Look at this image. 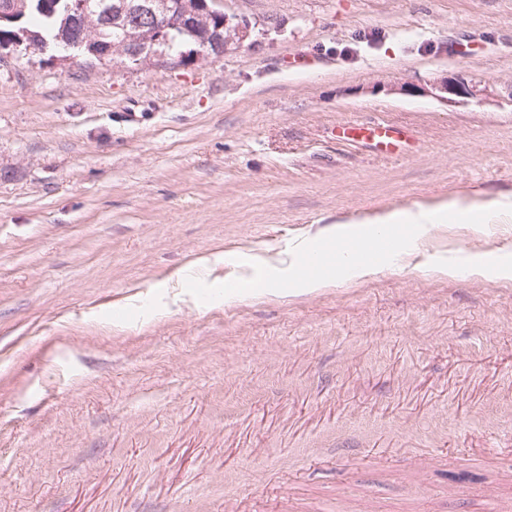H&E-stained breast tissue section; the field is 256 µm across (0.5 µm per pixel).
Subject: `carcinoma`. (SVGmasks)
<instances>
[{
  "mask_svg": "<svg viewBox=\"0 0 512 512\" xmlns=\"http://www.w3.org/2000/svg\"><path fill=\"white\" fill-rule=\"evenodd\" d=\"M68 2L70 0H61L57 12L49 14L41 9L40 0H28L29 6L22 26L28 30L31 44L58 38L69 40L79 35L86 40L90 48V52L87 53L89 59L98 61L102 55L108 58L116 53L123 55L142 37L137 23V11L147 5L166 4L172 9L177 28L172 31L170 44L160 46L159 51L162 54L177 56L181 58V63L185 64L193 60V55L208 49L221 25V22L201 11L198 6L194 8L195 16L184 17V6L180 0H112V6L126 9L129 19L122 30L107 29L103 27V16L97 10L74 13L70 20L65 18V4ZM184 44L194 45L187 56L179 51L180 46Z\"/></svg>",
  "mask_w": 512,
  "mask_h": 512,
  "instance_id": "cac0c4a2",
  "label": "carcinoma"
}]
</instances>
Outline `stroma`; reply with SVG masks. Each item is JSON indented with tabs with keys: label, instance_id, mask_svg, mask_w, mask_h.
I'll list each match as a JSON object with an SVG mask.
<instances>
[{
	"label": "stroma",
	"instance_id": "stroma-1",
	"mask_svg": "<svg viewBox=\"0 0 512 512\" xmlns=\"http://www.w3.org/2000/svg\"><path fill=\"white\" fill-rule=\"evenodd\" d=\"M224 9L216 60L0 62V512H512V215L373 221L512 198V0ZM475 88L476 85H474L471 80H468L463 75H457L451 80L447 79L441 80L440 82H434L433 84H430V88L424 86L416 87L412 85H401L398 88V91H402L404 93H422L423 91H427L445 99L446 101H456L455 98L466 100L477 96L478 90ZM402 129L381 118L352 120L336 127L339 141L350 145H369L382 154H392L391 145L398 141ZM488 206H473L460 201L446 203L435 209H419L416 212L387 214L374 219L377 224H440L448 211L460 214L461 221L469 224L483 223L492 211L497 214H509L512 210V199L507 198Z\"/></svg>",
	"mask_w": 512,
	"mask_h": 512
}]
</instances>
